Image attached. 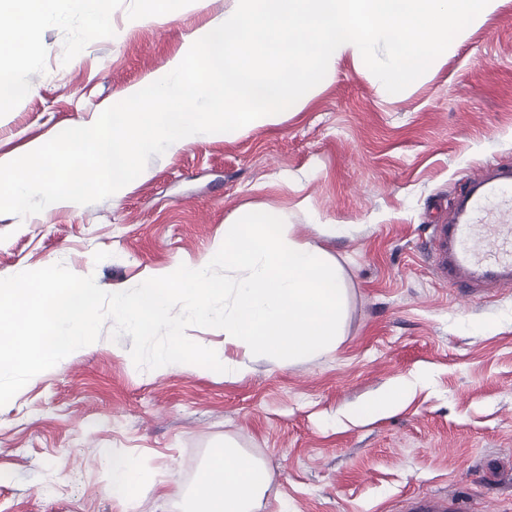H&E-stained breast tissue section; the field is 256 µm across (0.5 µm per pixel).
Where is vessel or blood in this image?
I'll list each match as a JSON object with an SVG mask.
<instances>
[{
	"label": "vessel or blood",
	"mask_w": 512,
	"mask_h": 512,
	"mask_svg": "<svg viewBox=\"0 0 512 512\" xmlns=\"http://www.w3.org/2000/svg\"><path fill=\"white\" fill-rule=\"evenodd\" d=\"M434 268L449 286L481 296L512 285V164H498L467 180L433 227ZM411 512H466L462 501L413 502Z\"/></svg>",
	"instance_id": "b4317fda"
}]
</instances>
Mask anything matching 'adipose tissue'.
<instances>
[{
  "label": "adipose tissue",
  "instance_id": "1",
  "mask_svg": "<svg viewBox=\"0 0 512 512\" xmlns=\"http://www.w3.org/2000/svg\"><path fill=\"white\" fill-rule=\"evenodd\" d=\"M413 387V381L394 380L382 392L349 407L345 415L355 422L377 419L394 412ZM269 479L263 462L225 443L217 468L200 495L204 512H256Z\"/></svg>",
  "mask_w": 512,
  "mask_h": 512
}]
</instances>
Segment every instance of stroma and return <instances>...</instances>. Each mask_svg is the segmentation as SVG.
I'll return each mask as SVG.
<instances>
[{
  "instance_id": "35a3bbf8",
  "label": "stroma",
  "mask_w": 512,
  "mask_h": 512,
  "mask_svg": "<svg viewBox=\"0 0 512 512\" xmlns=\"http://www.w3.org/2000/svg\"><path fill=\"white\" fill-rule=\"evenodd\" d=\"M232 5L180 2L154 24L139 20L146 0H110L93 36L72 0H51L40 49L0 55V157L90 125ZM498 162L512 163V0L398 98L346 58L278 124L175 142L102 201L0 213V278L61 263L109 292L197 263L228 216L260 206L337 261L346 292L338 348L308 359L278 364L225 342L223 329L188 328L242 366L233 379L137 368L131 337L112 339L104 324L0 407V512H189L228 441L271 469L260 512H403L412 495L512 512V287L465 297L431 258L432 227L459 185ZM417 377L424 386L398 411L344 417ZM114 452L170 495L142 483L108 495Z\"/></svg>"
}]
</instances>
